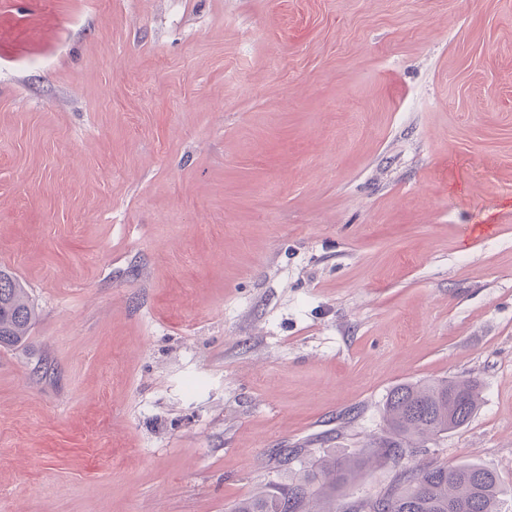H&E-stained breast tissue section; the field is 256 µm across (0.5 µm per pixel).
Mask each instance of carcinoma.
Returning <instances> with one entry per match:
<instances>
[{
    "label": "carcinoma",
    "mask_w": 512,
    "mask_h": 512,
    "mask_svg": "<svg viewBox=\"0 0 512 512\" xmlns=\"http://www.w3.org/2000/svg\"><path fill=\"white\" fill-rule=\"evenodd\" d=\"M36 309L27 288L0 269V347H16L29 337ZM480 391L470 379L404 383L387 395L384 414L392 437L375 443L374 454L394 462L404 448H422L437 436L465 425L477 410ZM369 460L320 459L297 481L273 494L240 500L233 512H336L318 509L319 497H330L361 474ZM502 486L497 474L478 463L456 466L426 463L403 474V480L353 512H498Z\"/></svg>",
    "instance_id": "obj_1"
}]
</instances>
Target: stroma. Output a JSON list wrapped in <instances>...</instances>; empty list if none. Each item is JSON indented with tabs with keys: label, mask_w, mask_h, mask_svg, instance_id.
<instances>
[{
	"label": "stroma",
	"mask_w": 512,
	"mask_h": 512,
	"mask_svg": "<svg viewBox=\"0 0 512 512\" xmlns=\"http://www.w3.org/2000/svg\"><path fill=\"white\" fill-rule=\"evenodd\" d=\"M0 512H232L473 378L512 512V0H0ZM36 309L27 288L11 272L0 269V347H16L29 337Z\"/></svg>",
	"instance_id": "stroma-1"
}]
</instances>
